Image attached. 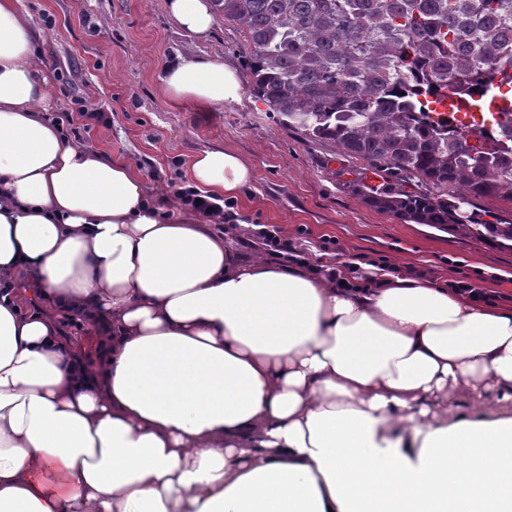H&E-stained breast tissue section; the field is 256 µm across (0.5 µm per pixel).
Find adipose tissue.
I'll use <instances>...</instances> for the list:
<instances>
[{
  "label": "adipose tissue",
  "mask_w": 512,
  "mask_h": 512,
  "mask_svg": "<svg viewBox=\"0 0 512 512\" xmlns=\"http://www.w3.org/2000/svg\"><path fill=\"white\" fill-rule=\"evenodd\" d=\"M189 35L211 0H165ZM167 97L238 98L220 59L180 57ZM27 13L0 0V512H512V311L410 270L337 284L324 260L247 258L201 213L173 221L124 161L43 103ZM217 203L253 174L197 154ZM40 301L111 328L84 373ZM491 403L456 416L458 394Z\"/></svg>",
  "instance_id": "adipose-tissue-1"
}]
</instances>
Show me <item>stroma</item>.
Masks as SVG:
<instances>
[{"mask_svg":"<svg viewBox=\"0 0 512 512\" xmlns=\"http://www.w3.org/2000/svg\"><path fill=\"white\" fill-rule=\"evenodd\" d=\"M30 19L41 66L48 78L49 116L75 113L65 126L75 144L126 161L141 175L149 199L191 187L190 163L202 151L240 155L253 179L224 210L235 225L230 240L247 256L262 255V239L243 234L262 224L314 258L328 249L343 266L363 267L386 258L440 282L469 278L490 295V307L512 308V249L382 213L353 189L355 179L382 184L374 165L280 124L255 98L246 39L217 22L207 39L180 30L163 0H20ZM222 58L236 70L239 99L201 112L170 101L160 81L178 56ZM91 106L102 121L84 122ZM71 349L96 369L101 338L91 322L50 309Z\"/></svg>","mask_w":512,"mask_h":512,"instance_id":"obj_1","label":"stroma"}]
</instances>
